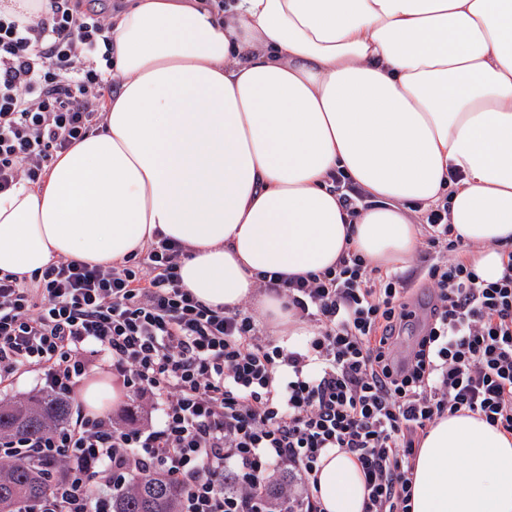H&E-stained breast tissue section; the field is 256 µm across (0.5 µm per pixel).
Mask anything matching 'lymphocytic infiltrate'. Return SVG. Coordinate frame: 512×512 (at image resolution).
Returning a JSON list of instances; mask_svg holds the SVG:
<instances>
[{"instance_id": "lymphocytic-infiltrate-1", "label": "lymphocytic infiltrate", "mask_w": 512, "mask_h": 512, "mask_svg": "<svg viewBox=\"0 0 512 512\" xmlns=\"http://www.w3.org/2000/svg\"><path fill=\"white\" fill-rule=\"evenodd\" d=\"M96 0H39L23 21L0 9V193L42 183L57 153L82 140L112 95V16ZM411 272L349 250L305 276H255L311 334L276 343L245 307L214 308L182 282L185 247L168 237L111 266L50 263L31 284L0 276V387L37 372L71 397L107 363L126 397H150L158 424L77 411L35 440L64 449L67 478L20 512H111L135 475L183 488L180 512H324L318 462L351 454L363 512H411L414 461L436 420L479 415L512 435V250L483 280L461 257L441 202L422 215ZM424 314L414 346L400 331ZM289 474L298 492L273 497Z\"/></svg>"}]
</instances>
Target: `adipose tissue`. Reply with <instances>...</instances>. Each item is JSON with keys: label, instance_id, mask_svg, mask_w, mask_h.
Listing matches in <instances>:
<instances>
[{"label": "adipose tissue", "instance_id": "ef3b65f1", "mask_svg": "<svg viewBox=\"0 0 512 512\" xmlns=\"http://www.w3.org/2000/svg\"><path fill=\"white\" fill-rule=\"evenodd\" d=\"M119 87L102 131L44 182L0 195V275L58 260L110 266L157 235L190 252L211 306L255 298L260 271L317 273L352 249L403 268L416 206L448 221L485 280L512 238V0H126L112 20ZM367 196L341 208L332 176ZM324 512H363L357 460L319 463ZM413 512H512V436L438 420Z\"/></svg>", "mask_w": 512, "mask_h": 512}]
</instances>
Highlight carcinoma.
Here are the masks:
<instances>
[{
	"label": "carcinoma",
	"mask_w": 512,
	"mask_h": 512,
	"mask_svg": "<svg viewBox=\"0 0 512 512\" xmlns=\"http://www.w3.org/2000/svg\"><path fill=\"white\" fill-rule=\"evenodd\" d=\"M71 414L67 400L46 390L22 403L0 405V438L13 435L37 438L64 424ZM69 472L62 455L33 456L26 448H13L0 462V512H15L23 504L47 497ZM181 487L174 480L155 473L136 476L112 496V512H177Z\"/></svg>",
	"instance_id": "1"
}]
</instances>
